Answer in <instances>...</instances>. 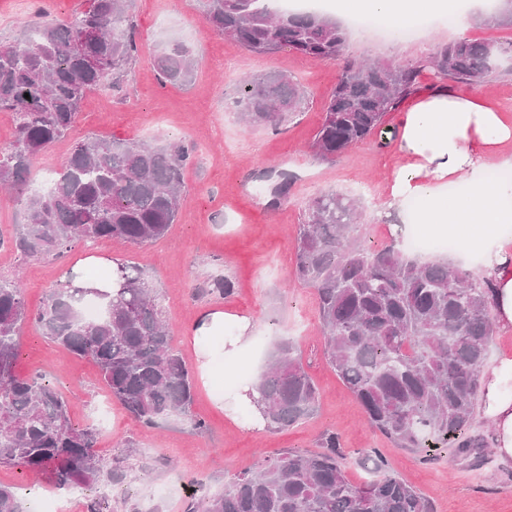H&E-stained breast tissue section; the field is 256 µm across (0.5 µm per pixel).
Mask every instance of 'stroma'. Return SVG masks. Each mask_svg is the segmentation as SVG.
Instances as JSON below:
<instances>
[{
    "mask_svg": "<svg viewBox=\"0 0 512 512\" xmlns=\"http://www.w3.org/2000/svg\"><path fill=\"white\" fill-rule=\"evenodd\" d=\"M82 0H0V41L22 34L23 22L60 20ZM138 46L122 81L93 90L81 104L67 137L56 141L33 162L30 185H38L45 167L60 168L75 140H139L171 145L189 140L197 158L184 179L182 209L175 224L157 241L130 246L109 244L122 263L140 266L161 297L175 347L189 366L197 359L185 330L204 311L221 308L248 318L252 339L246 349L225 355L215 380L226 403L239 386L257 379L276 341L293 340L303 365L318 389L314 415L294 427L250 430L245 410H219L204 386H197L193 407L205 420L204 433L182 418L145 427L114 405L100 383L95 363L81 359L46 338L35 324L22 330L16 369L39 375L68 400L72 421L98 432L97 450L107 463L126 472L123 482L109 485L104 512H186L199 492H223L240 472L283 450L310 453L319 449L323 431H336L347 451L351 480H370L356 461L358 451L379 449L398 474L429 497L436 512H512V461L486 448L481 466H473L457 448L433 450L425 463L419 454L394 447L366 421L358 400L323 356L318 305L313 289L294 280L295 244L308 202L333 190L360 199L361 219L353 236L365 246L382 243L378 228L381 199L390 173L404 159L396 143L356 145L335 162L315 158L311 145L321 124L323 106L336 85L340 66L316 63L281 51L258 56L238 42L213 32L201 0H132ZM512 42V28L438 15L427 28L397 41L380 29L350 26L346 54L352 59L383 62L431 56L436 48L459 37ZM182 42L196 59L188 85L162 83L153 66L165 46ZM280 71L303 86L304 105L279 131L244 125L233 101L239 80L248 74ZM293 174L280 204L270 206L274 184L269 167ZM24 201L0 191V278L21 276L29 312L43 306L65 270L93 254L90 243L75 241L64 253L20 261L13 240L24 222ZM217 277L232 281L229 297L198 294L197 288ZM0 482L20 487L28 512H86L84 500L58 492L50 478L20 467H0Z\"/></svg>",
    "mask_w": 512,
    "mask_h": 512,
    "instance_id": "1",
    "label": "stroma"
}]
</instances>
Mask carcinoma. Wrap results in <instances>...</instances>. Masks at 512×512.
Here are the masks:
<instances>
[{
  "mask_svg": "<svg viewBox=\"0 0 512 512\" xmlns=\"http://www.w3.org/2000/svg\"><path fill=\"white\" fill-rule=\"evenodd\" d=\"M132 0H85L65 20L29 25L24 37L0 42V112L13 113L12 143L0 147V185L24 193L32 160L74 126L86 94L124 75L137 52ZM212 29L255 55L288 49L314 62L342 63L323 109L312 151L333 161L349 148L381 139L385 117L418 90L423 72L467 87L489 82L512 43L461 37L427 61L368 62L345 57L347 29L321 11L273 6L272 0H204ZM512 26V0H495L476 17ZM163 82L192 80L194 54L184 43L154 57ZM29 97H24V94ZM303 92L291 76L254 74L236 104L251 126L277 131L299 111ZM196 157L193 142L169 147L85 137L74 142L64 168L46 190L24 198L20 259L59 255L81 239L143 245L163 237L183 204L184 175ZM360 204L326 191L312 199L296 239L294 277L315 291L324 356L362 404L369 426L397 448L429 457L457 445L480 461L489 447L475 404L494 333L488 282L448 261L406 256L394 241L378 250L354 244ZM112 300L84 314L92 290L50 291L30 315L21 282L0 281V465L50 474L55 485L97 489L119 475L96 450L98 436L74 425L54 386L15 369L24 324L97 364L102 383L131 419L146 426L192 415L193 371L174 347L158 298L137 265L118 271ZM267 426L284 428L312 415L317 389L293 342L282 340L255 383ZM341 437H321V450L288 449L236 476L224 492L203 495L188 512H435L429 498L400 477L376 448L359 464L374 478L353 483L343 464ZM0 512H25L17 488L0 483Z\"/></svg>",
  "mask_w": 512,
  "mask_h": 512,
  "instance_id": "cac0c4a2",
  "label": "carcinoma"
}]
</instances>
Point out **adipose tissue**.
I'll return each mask as SVG.
<instances>
[{"instance_id":"ef3b65f1","label":"adipose tissue","mask_w":512,"mask_h":512,"mask_svg":"<svg viewBox=\"0 0 512 512\" xmlns=\"http://www.w3.org/2000/svg\"><path fill=\"white\" fill-rule=\"evenodd\" d=\"M341 16L374 15L403 23L420 15L452 13L456 0H339ZM512 142V124L500 108L485 96L462 92L438 83L420 94L401 119L397 148L409 162L392 175L381 214L404 216L409 224H428L439 234H454L457 225L482 224L491 236H479L472 244L481 257L479 273L492 285L491 307L500 329L512 330V236L496 229L512 224V182L488 185L478 175L489 163L512 165L501 153ZM467 180L465 192L448 197V182ZM420 201L416 214L403 215L408 199ZM119 259L99 253L73 266L76 288H93L111 294ZM481 410L492 422L496 448L502 459L512 458V359L484 380Z\"/></svg>"}]
</instances>
